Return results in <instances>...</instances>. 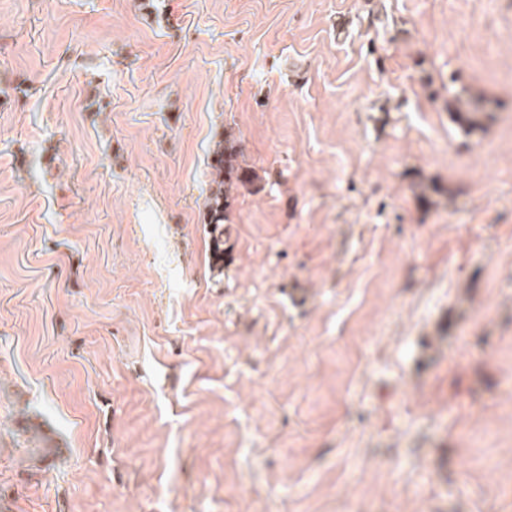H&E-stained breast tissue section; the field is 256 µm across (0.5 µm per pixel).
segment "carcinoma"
Returning a JSON list of instances; mask_svg holds the SVG:
<instances>
[{
	"mask_svg": "<svg viewBox=\"0 0 512 512\" xmlns=\"http://www.w3.org/2000/svg\"><path fill=\"white\" fill-rule=\"evenodd\" d=\"M450 121L464 134L481 129L490 113L484 101L461 89L451 93L446 102ZM240 139L231 130L212 143L210 149V181L205 209L211 241V270L224 273V222L234 201L232 192L253 181V174L239 163Z\"/></svg>",
	"mask_w": 512,
	"mask_h": 512,
	"instance_id": "obj_1",
	"label": "carcinoma"
}]
</instances>
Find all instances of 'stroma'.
Instances as JSON below:
<instances>
[{"label":"stroma","instance_id":"stroma-1","mask_svg":"<svg viewBox=\"0 0 512 512\" xmlns=\"http://www.w3.org/2000/svg\"><path fill=\"white\" fill-rule=\"evenodd\" d=\"M0 512H512V0H0ZM446 110L450 121L465 135L481 129L491 117L484 101L464 89L451 93ZM210 153V181L205 209L211 241V270L224 273V222L234 201L232 192L239 185L253 181V174L243 168L238 159L241 154L240 139L231 130L213 141Z\"/></svg>","mask_w":512,"mask_h":512}]
</instances>
